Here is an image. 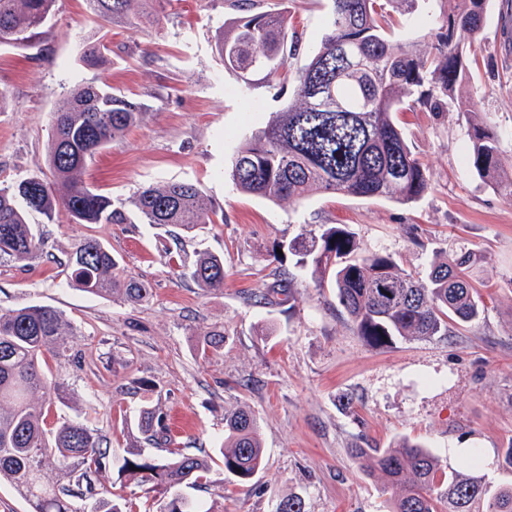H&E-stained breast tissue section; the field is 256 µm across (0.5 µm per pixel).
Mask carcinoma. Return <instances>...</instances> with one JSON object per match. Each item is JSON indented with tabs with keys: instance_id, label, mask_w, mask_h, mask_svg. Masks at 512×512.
<instances>
[{
	"instance_id": "obj_1",
	"label": "carcinoma",
	"mask_w": 512,
	"mask_h": 512,
	"mask_svg": "<svg viewBox=\"0 0 512 512\" xmlns=\"http://www.w3.org/2000/svg\"><path fill=\"white\" fill-rule=\"evenodd\" d=\"M151 0H86L107 26L134 28L155 18ZM437 43L421 53L410 42H394L386 33L379 0H333L319 47L307 64L292 72L288 59L301 47V35L288 31V15L265 12L236 18L221 32L218 51L224 67L267 82L292 83L293 97L283 109L240 144L231 159L236 189L277 204L295 205L309 193L382 198L401 204L420 199L430 188L426 166L413 154L397 123V112L427 85L433 110L453 105L470 126L466 158L477 175L512 199V157L503 155L497 133L468 92L471 70L462 43L477 37L488 0H451ZM56 0H0V46H29L42 34ZM111 49L97 40L85 44L82 61L94 67ZM143 106L109 85L93 82L70 90L54 112L48 163L53 179L31 174L0 186V259L30 262L45 246L27 222L31 212L54 221L60 212L76 224H122L123 202L87 186L82 175L89 160L143 119ZM148 224L175 226L184 233L213 223L211 201L191 183L143 188L129 203ZM296 265L311 268L319 284L329 279L338 304L357 336L374 346L396 339L446 336L455 325L479 318L480 300L469 268L480 261L472 251L446 255L427 275L400 269L389 255H361L350 233L322 225L288 243ZM69 282L91 294L120 293L132 303L145 301L150 289L124 280L112 250L95 238L75 243L67 255ZM187 275L200 288L224 287V257L201 252ZM296 299L294 277L278 271L263 299ZM74 329L63 314L42 305L0 312V479L11 483L30 512H72L71 485L52 482L47 471L66 477L101 471L107 455L105 436L83 423L63 420L47 428L55 402H65L64 379L53 374L44 355L66 356ZM201 354L224 348V331L211 329L197 340ZM138 430L154 445L168 444L164 416L156 407L141 410ZM224 471L247 484L262 468L265 450L255 414L244 406L224 412ZM357 468L376 475L390 490V512H512V486L490 496L475 476H443L438 459L421 446L402 440L392 448L350 449ZM207 460L177 453L172 458L130 451L121 472L170 493L164 512H200L177 489L198 483ZM90 512H125L122 503L102 493Z\"/></svg>"
}]
</instances>
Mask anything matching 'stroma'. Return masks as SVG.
<instances>
[{
  "label": "stroma",
  "mask_w": 512,
  "mask_h": 512,
  "mask_svg": "<svg viewBox=\"0 0 512 512\" xmlns=\"http://www.w3.org/2000/svg\"><path fill=\"white\" fill-rule=\"evenodd\" d=\"M332 0H255V12L284 9L301 36L292 69L303 67L327 30ZM448 0H420L410 16L388 8L394 40L428 50ZM156 24L108 27L83 0H57L36 47H0V184L28 174L49 176L53 114L83 82L111 85L144 103L143 122L88 164L89 187L129 201L142 188L195 184L213 203L212 223L175 248L167 228L127 210L123 224L47 221L32 213L45 239L28 265L0 260V309L56 308L75 334L62 360L68 404L49 422L81 419L106 435L111 456L92 474L96 490L131 500L137 512H162L166 499L151 483L119 475L126 451L166 457L183 450L209 458L198 486L184 489L207 512H276L280 498L299 496L305 512H389L390 496L359 471L354 444L387 448L420 443L443 470L479 475L489 491L512 485V200L500 196L464 158L468 124L456 111L437 115L426 103L399 113L412 152L428 168L431 188L416 203L309 194L294 206L236 190L230 161L239 144L279 111L292 84L245 83L217 50L237 18L231 0H162ZM102 38L112 54L100 67L81 60L85 41ZM472 85L480 108L512 156V0H489ZM341 224L362 253L392 256L425 276L442 252H477L471 277L483 304L480 318L452 336L395 340L376 349L357 336L331 285L317 287L283 244L302 230ZM109 246L126 274L147 284V302L99 297L70 286L65 265L75 240ZM200 251L222 255L224 286L206 292L185 275ZM293 270L296 301L254 303L279 269ZM223 329V350L203 356L197 338ZM165 416L169 446L148 444L137 429L144 402L139 385ZM247 405L265 448L248 486L224 470L219 448L224 412ZM481 451L471 461L470 449Z\"/></svg>",
  "instance_id": "obj_1"
}]
</instances>
